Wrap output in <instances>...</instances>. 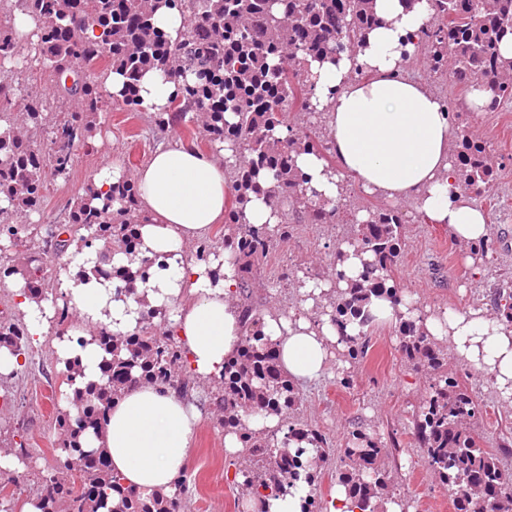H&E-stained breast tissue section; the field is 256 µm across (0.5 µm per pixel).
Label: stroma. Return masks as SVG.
Returning <instances> with one entry per match:
<instances>
[{"mask_svg": "<svg viewBox=\"0 0 512 512\" xmlns=\"http://www.w3.org/2000/svg\"><path fill=\"white\" fill-rule=\"evenodd\" d=\"M406 73L426 83L447 102L451 111L462 113L475 134L485 137L495 149V211L489 212L492 248L487 255L472 256L470 247L456 242L442 224L432 223L412 201L400 203L405 224L402 257L395 272L400 288L428 312L445 308L465 311L481 308L494 312L491 292L499 276H512V103L497 109L471 112L469 95L452 76L431 71L425 64L406 65ZM97 131L75 150L67 178H48L41 203L28 217L39 227L63 224L70 206L104 163L135 177L158 146L171 142L196 143L210 152L205 141H192L186 126L159 129L153 113L124 112L104 105L97 116ZM345 207L332 224H309L301 213L290 212L291 237L277 245L260 264L250 302L262 311L282 312L300 308L297 281L325 279L333 275L338 244L354 239L357 216L366 209L385 205V198L366 194L354 178L345 180ZM58 327L49 323L42 339L32 341L30 356L11 379L0 384L7 402H0V448H26L24 472L28 486L15 494V501L32 497L38 479L58 465L60 436L53 427L55 409L63 402L66 386L54 352ZM449 375L457 377L487 413L480 424L486 447L506 448L503 458L512 468V403L499 399L490 375L477 371L448 353ZM353 378L350 387L336 382L337 371ZM431 381L426 370H417L403 357L394 322L373 324L370 348L364 359L340 358L339 367L317 382L299 385L302 398L299 423L318 428L334 448H343L355 430L377 433L382 440H397V464L391 469L396 497L411 512H455L447 491L427 473L411 435L417 412ZM210 387L194 390L202 409L200 425L187 448L186 470L190 477L185 512H249L244 487L233 484L229 474L237 459L224 453V432L209 408Z\"/></svg>", "mask_w": 512, "mask_h": 512, "instance_id": "obj_1", "label": "stroma"}]
</instances>
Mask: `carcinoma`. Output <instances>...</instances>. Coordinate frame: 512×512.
<instances>
[{
  "instance_id": "1",
  "label": "carcinoma",
  "mask_w": 512,
  "mask_h": 512,
  "mask_svg": "<svg viewBox=\"0 0 512 512\" xmlns=\"http://www.w3.org/2000/svg\"><path fill=\"white\" fill-rule=\"evenodd\" d=\"M431 22L421 32L417 56L432 70L448 71L466 90L485 89L487 109L512 102V60L500 46L512 35V0H429ZM373 0H23L24 11L38 22L35 46L12 37V27L0 25V279L15 277L21 292L38 303L47 299L44 255L61 257L70 245L95 247L99 259L80 266L74 281H95L108 286L128 284L135 294L138 281L165 270L159 256H147L139 235L138 190L120 176L109 191L85 189L69 212L61 239L53 230L42 242L34 241L30 224L15 216L33 211L46 189V178L66 177L74 148L96 132L95 116L105 99L123 110H142L138 82L148 71L174 76L176 89L168 106L155 113L161 125L197 123L199 137L215 148L228 143L239 161L232 165L230 203L224 208L221 242L203 240L195 259L205 265L230 249L238 268L242 346L235 360L224 365L213 404L221 410L220 425L237 434L243 451L237 471L250 478L260 497L285 495L299 482L317 486L330 448L319 430L288 423L254 432L242 415L280 416L287 420L300 402L292 380L280 369L270 337L263 331V316L248 302L254 272L278 240L293 230L288 207L302 206L309 224H333L342 203L333 206L306 200V179L296 158L302 153L326 157L327 145L310 129L288 137L275 135L285 126L286 114L317 112L306 64L325 59L359 43L378 23ZM163 4L178 9L187 19L184 38L171 41L154 24ZM98 32L97 39L87 31ZM83 75L64 88L62 100H77L75 113L53 111L48 99L24 94L19 77L32 70L62 76L75 61ZM108 61L104 71L96 64ZM115 70L126 78L121 97L112 96L103 79ZM455 163L458 185L470 198L484 196L493 179L491 150L458 125ZM266 194L279 213L271 227L249 223L246 206L251 196ZM357 251L369 256L365 273L338 296L328 298L332 321L341 332L346 357L360 360L368 353L372 316L371 297L386 295L398 303L403 297L391 284L401 255L404 224L393 207L367 211ZM118 235L107 234L109 225ZM85 234L80 235L78 231ZM129 255L126 265L113 264L116 253ZM500 320L512 325V283L494 292ZM168 310L146 307L142 326L130 335L114 338L100 330L88 335L102 353V382L80 381L82 369L72 360L64 370L71 408L57 411L54 428L61 432V453L81 461L72 481L58 482L49 472L42 477L41 512H181L186 491L179 474L171 494L121 492L117 504L110 493L119 489L120 476L110 468L103 450H85L90 435H98L109 403L131 384H149L188 394L193 377L184 351L168 329ZM352 328L355 334L347 333ZM395 327L400 349L417 368L439 372L416 414L414 442L429 475L448 487L458 512H512V473L497 450L486 448L469 421L482 415L455 377L444 369L446 353L412 319L399 318ZM31 342L28 324L20 317L0 318V348L19 357ZM387 444L376 435L357 430L339 450L337 483L346 489L359 512H383L391 494V479L384 460Z\"/></svg>"
}]
</instances>
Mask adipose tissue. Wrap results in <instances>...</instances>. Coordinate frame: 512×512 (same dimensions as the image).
Here are the masks:
<instances>
[{
  "label": "adipose tissue",
  "instance_id": "obj_1",
  "mask_svg": "<svg viewBox=\"0 0 512 512\" xmlns=\"http://www.w3.org/2000/svg\"><path fill=\"white\" fill-rule=\"evenodd\" d=\"M374 11L379 23L354 52L309 64L313 100L326 115L338 165L331 170L321 158L300 154L308 187L316 200L335 203L343 197V177L351 174L367 192L394 203L416 202L433 223L447 225L456 241L481 242L489 236L488 217L457 184L450 159L457 133L446 105L425 83L404 74L430 20L429 2L375 0ZM361 70L368 80L358 79ZM136 182L144 248L165 256L166 270L137 283L136 294L127 297L112 296L94 282L70 285L69 304L82 321L114 335L136 329L142 304L171 309L190 372L204 380L220 378L242 342L241 317L232 302L237 269L229 262L218 269L188 262L185 246L224 220L230 191L224 162L172 143L154 152ZM341 252L333 281L302 282L300 311L264 318V332L293 381L320 378L343 348L329 313L315 310L326 294L345 290L364 269L353 245H342ZM423 326L433 339L448 341L460 359L489 374L503 397L512 396V326L480 309H446L428 316ZM199 421L195 404L178 392L138 385L110 404L93 445L106 448L125 489L145 496L169 493L185 468Z\"/></svg>",
  "mask_w": 512,
  "mask_h": 512
}]
</instances>
